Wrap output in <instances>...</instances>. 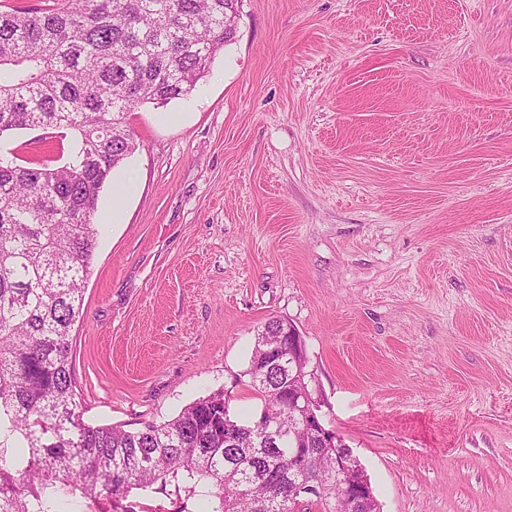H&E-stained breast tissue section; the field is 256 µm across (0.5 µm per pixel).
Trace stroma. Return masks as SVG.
<instances>
[{
	"label": "stroma",
	"mask_w": 512,
	"mask_h": 512,
	"mask_svg": "<svg viewBox=\"0 0 512 512\" xmlns=\"http://www.w3.org/2000/svg\"><path fill=\"white\" fill-rule=\"evenodd\" d=\"M128 123L72 331L83 422L222 389L254 413L281 318L380 512H512V0H242L195 90Z\"/></svg>",
	"instance_id": "obj_1"
}]
</instances>
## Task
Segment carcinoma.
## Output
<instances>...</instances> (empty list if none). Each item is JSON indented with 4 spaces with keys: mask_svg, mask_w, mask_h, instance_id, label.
Listing matches in <instances>:
<instances>
[{
    "mask_svg": "<svg viewBox=\"0 0 512 512\" xmlns=\"http://www.w3.org/2000/svg\"><path fill=\"white\" fill-rule=\"evenodd\" d=\"M237 0H59L0 10V136L51 129L75 138L63 164L0 161V512H66L57 484L106 512L132 490L174 497L175 512H298L292 491L318 479L317 512L356 507L336 488V453L303 431L294 360L246 370L267 412L224 432V391L137 429L88 426L72 328L98 245L94 221L112 170L136 149L127 115L190 94L235 34ZM281 319L251 357L281 342Z\"/></svg>",
    "mask_w": 512,
    "mask_h": 512,
    "instance_id": "1",
    "label": "carcinoma"
}]
</instances>
